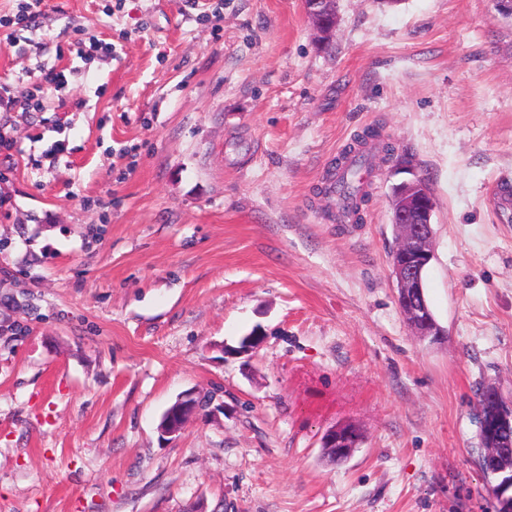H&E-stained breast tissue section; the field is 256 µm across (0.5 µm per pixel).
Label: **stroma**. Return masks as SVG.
<instances>
[{"label":"stroma","instance_id":"35a3bbf8","mask_svg":"<svg viewBox=\"0 0 512 512\" xmlns=\"http://www.w3.org/2000/svg\"><path fill=\"white\" fill-rule=\"evenodd\" d=\"M45 0L0 29V512H499L478 393L512 400V20L493 0ZM114 45L113 56L97 48ZM359 224L323 175L364 129ZM435 209L419 339L394 184ZM260 328L262 344L237 354ZM196 390L225 406L161 436ZM350 421L346 460L321 439ZM305 9L309 16L316 40L327 46L336 36L337 17H334L333 0H305ZM37 92H41V86L18 85L13 91L3 89L0 92V109L5 112H37L40 108V102Z\"/></svg>","mask_w":512,"mask_h":512}]
</instances>
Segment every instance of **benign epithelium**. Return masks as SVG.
Wrapping results in <instances>:
<instances>
[{"label": "benign epithelium", "instance_id": "7a95c632", "mask_svg": "<svg viewBox=\"0 0 512 512\" xmlns=\"http://www.w3.org/2000/svg\"><path fill=\"white\" fill-rule=\"evenodd\" d=\"M305 9L315 38L326 46L336 36L337 18L334 0H305ZM433 197L424 179L403 183L402 200L391 205L392 223L397 229V242L391 253L392 276L396 282L399 307L415 335L424 340L438 339L443 330L425 302L423 280L426 269L434 258ZM203 398L194 391H186L162 416L159 429L164 436H176L201 411ZM359 430L353 424L342 423L328 430L322 437V447L331 449L342 459L357 447ZM504 476L500 487L492 489L500 503V512H512V477Z\"/></svg>", "mask_w": 512, "mask_h": 512}]
</instances>
